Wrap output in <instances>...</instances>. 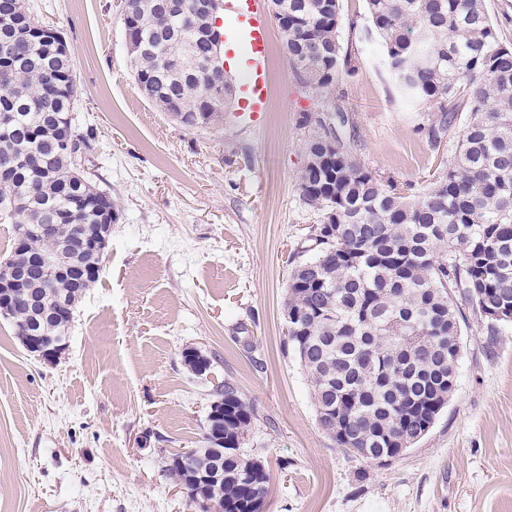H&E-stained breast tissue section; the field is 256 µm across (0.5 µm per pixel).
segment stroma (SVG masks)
I'll return each instance as SVG.
<instances>
[{"label":"stroma","instance_id":"35a3bbf8","mask_svg":"<svg viewBox=\"0 0 512 512\" xmlns=\"http://www.w3.org/2000/svg\"><path fill=\"white\" fill-rule=\"evenodd\" d=\"M26 2L70 49L77 126L93 132L85 169L120 219L57 362L0 318V512H192L164 467L204 446L224 381L254 411L242 449L270 473L265 512H512V325L492 340L477 322L463 327L447 408L385 462L322 433L310 379L284 345L288 279L317 222L298 189L307 136L336 127L382 180L419 191L457 152L460 129L433 143V115L395 92L363 37L365 0H342L354 71L326 89L305 84L272 28L260 122L228 111L195 130L138 92L121 0ZM188 347L210 371L186 368Z\"/></svg>","mask_w":512,"mask_h":512}]
</instances>
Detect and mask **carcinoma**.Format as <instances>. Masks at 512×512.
Here are the masks:
<instances>
[{"instance_id": "cac0c4a2", "label": "carcinoma", "mask_w": 512, "mask_h": 512, "mask_svg": "<svg viewBox=\"0 0 512 512\" xmlns=\"http://www.w3.org/2000/svg\"><path fill=\"white\" fill-rule=\"evenodd\" d=\"M189 0H128L124 30L139 52L134 79L155 86L151 102L186 129L207 127L204 93L223 73L185 74L179 62L193 52L203 61L212 51L196 39ZM288 13L286 49L291 67L308 73L307 84L327 88L339 73L354 70L358 52L343 45L341 0H280ZM367 37L382 48L381 66L399 95L438 113L433 141L464 120L453 164L438 172L418 195L411 186L384 182L351 153L336 146L323 152L313 132L298 177L300 198L321 224L335 226L330 242L310 241L313 255L298 262L288 280L286 345L312 383L319 428L347 452L366 460L396 457L397 441L430 430L434 407L455 389L462 351V324L473 319L499 335L491 304L512 305V46L503 44L484 0H366ZM0 164L21 155L38 158L0 181V218L14 225L10 265L20 258V232L27 225H61L57 238L31 239V246L60 262L104 267L105 255L68 252L72 224L99 223L112 195L79 173L92 133L73 128L69 141L55 131V117L76 112L80 88L72 60L60 61L46 35L24 32L35 16L24 0H0ZM100 275L82 287L64 279L40 290L48 316L30 327L46 338L68 339L70 317L58 308L80 302ZM19 339L25 305L0 314ZM224 403V443L205 439L202 448L172 454L193 472L224 470L211 490L216 512H251L267 494L262 461L241 452L254 411L226 382L216 386Z\"/></svg>"}]
</instances>
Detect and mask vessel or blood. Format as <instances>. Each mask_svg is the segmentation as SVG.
Wrapping results in <instances>:
<instances>
[{
	"label": "vessel or blood",
	"mask_w": 512,
	"mask_h": 512,
	"mask_svg": "<svg viewBox=\"0 0 512 512\" xmlns=\"http://www.w3.org/2000/svg\"><path fill=\"white\" fill-rule=\"evenodd\" d=\"M224 77L237 87L235 111L260 120L269 97L264 0H225Z\"/></svg>",
	"instance_id": "1"
}]
</instances>
